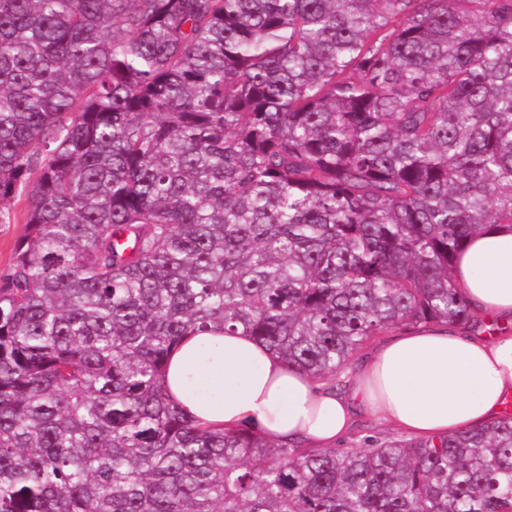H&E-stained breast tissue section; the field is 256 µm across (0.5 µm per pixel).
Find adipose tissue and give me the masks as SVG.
<instances>
[{
  "mask_svg": "<svg viewBox=\"0 0 512 512\" xmlns=\"http://www.w3.org/2000/svg\"><path fill=\"white\" fill-rule=\"evenodd\" d=\"M453 276L480 320L512 324V226L471 238ZM174 407L203 424L247 429L273 443L330 448L365 409L414 439L498 419L512 396V333L474 336L436 326L388 338L342 396L289 367L243 332L183 339L162 376Z\"/></svg>",
  "mask_w": 512,
  "mask_h": 512,
  "instance_id": "1",
  "label": "adipose tissue"
}]
</instances>
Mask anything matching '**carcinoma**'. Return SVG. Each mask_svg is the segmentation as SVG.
Returning a JSON list of instances; mask_svg holds the SVG:
<instances>
[{"label": "carcinoma", "mask_w": 512, "mask_h": 512, "mask_svg": "<svg viewBox=\"0 0 512 512\" xmlns=\"http://www.w3.org/2000/svg\"><path fill=\"white\" fill-rule=\"evenodd\" d=\"M0 512H512V414L274 444L174 408L242 329L336 386L398 325L473 321L512 224V0H0ZM27 197L18 195L11 203L9 213L0 223V274L13 261L15 245L26 229ZM453 276L482 322L512 324V227L490 226L471 238Z\"/></svg>", "instance_id": "cac0c4a2"}]
</instances>
